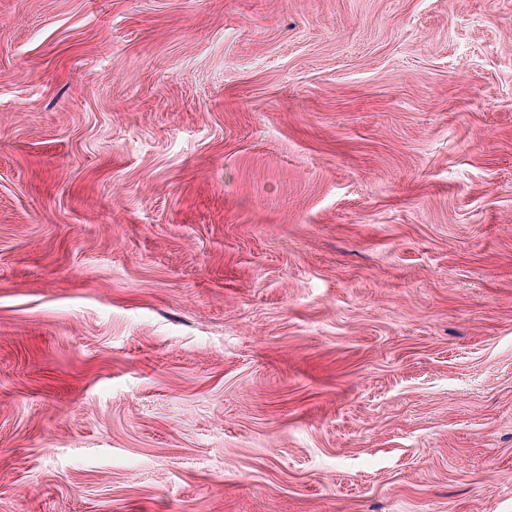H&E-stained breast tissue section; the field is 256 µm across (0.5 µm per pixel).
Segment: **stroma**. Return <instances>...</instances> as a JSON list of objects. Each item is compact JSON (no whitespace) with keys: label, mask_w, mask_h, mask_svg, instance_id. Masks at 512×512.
<instances>
[{"label":"stroma","mask_w":512,"mask_h":512,"mask_svg":"<svg viewBox=\"0 0 512 512\" xmlns=\"http://www.w3.org/2000/svg\"><path fill=\"white\" fill-rule=\"evenodd\" d=\"M0 512H512V0H0Z\"/></svg>","instance_id":"stroma-1"}]
</instances>
